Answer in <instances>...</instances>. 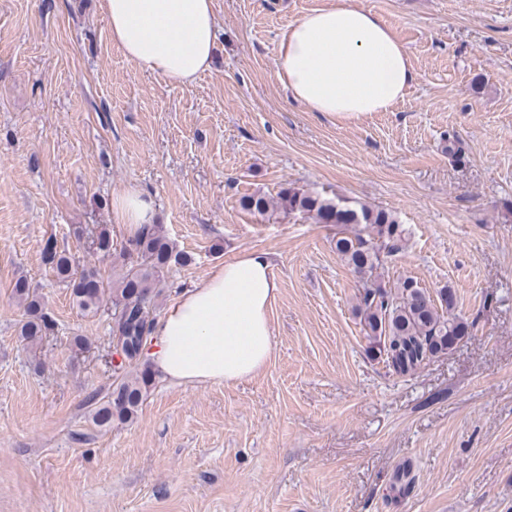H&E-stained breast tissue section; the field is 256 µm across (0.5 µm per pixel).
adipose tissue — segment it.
Returning <instances> with one entry per match:
<instances>
[{
	"label": "adipose tissue",
	"instance_id": "ef3b65f1",
	"mask_svg": "<svg viewBox=\"0 0 512 512\" xmlns=\"http://www.w3.org/2000/svg\"><path fill=\"white\" fill-rule=\"evenodd\" d=\"M113 43L124 55L173 84L208 70L217 40L214 0H104ZM274 67L292 102L353 120L388 112L414 79L406 48L378 14L333 0L292 23ZM131 238L156 223L153 198L128 189L112 204ZM275 263L245 251L184 289L153 324L148 362L174 384H227L249 378L272 355Z\"/></svg>",
	"mask_w": 512,
	"mask_h": 512
}]
</instances>
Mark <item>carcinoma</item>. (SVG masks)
Wrapping results in <instances>:
<instances>
[{"mask_svg": "<svg viewBox=\"0 0 512 512\" xmlns=\"http://www.w3.org/2000/svg\"><path fill=\"white\" fill-rule=\"evenodd\" d=\"M240 205L254 214L301 213L317 224L336 225V254L357 282L355 309L367 340L366 353L382 360L393 374L415 373L473 331L474 323L454 313L450 289H440L434 298L412 278L389 288L383 284L386 263L407 244V230L391 211L292 186L281 189L275 200L255 193L242 197ZM93 244L113 257L112 279L106 281L95 271L80 268L51 240L43 248V259L71 287L73 301L82 311L98 313L105 295L112 294V338L120 342L124 360L114 366L112 356H107L115 380L91 413L92 422L106 429L115 421L134 420L142 406L152 382L143 363L154 323L151 312L169 288V270L188 264L191 257L176 249L161 224L149 225L116 254L105 228ZM13 298L23 309L22 340L39 343L53 325L48 309L23 276L15 281Z\"/></svg>", "mask_w": 512, "mask_h": 512, "instance_id": "1", "label": "carcinoma"}]
</instances>
